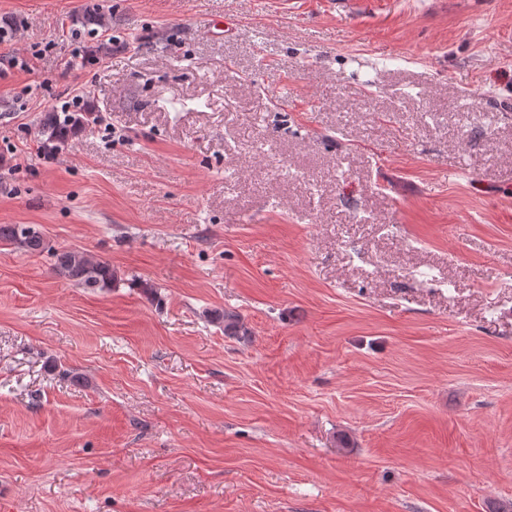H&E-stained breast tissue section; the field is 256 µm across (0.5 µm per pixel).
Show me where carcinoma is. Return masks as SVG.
<instances>
[{"label":"carcinoma","mask_w":512,"mask_h":512,"mask_svg":"<svg viewBox=\"0 0 512 512\" xmlns=\"http://www.w3.org/2000/svg\"><path fill=\"white\" fill-rule=\"evenodd\" d=\"M93 123V113L50 112L40 120L41 147L45 150L64 148L81 129ZM0 243H7L29 254L48 252L54 258L53 271L89 291H105L117 280L112 265L78 249L55 250L34 224H0ZM223 324L224 334L246 336L249 334L240 316L226 311L214 317Z\"/></svg>","instance_id":"1"}]
</instances>
